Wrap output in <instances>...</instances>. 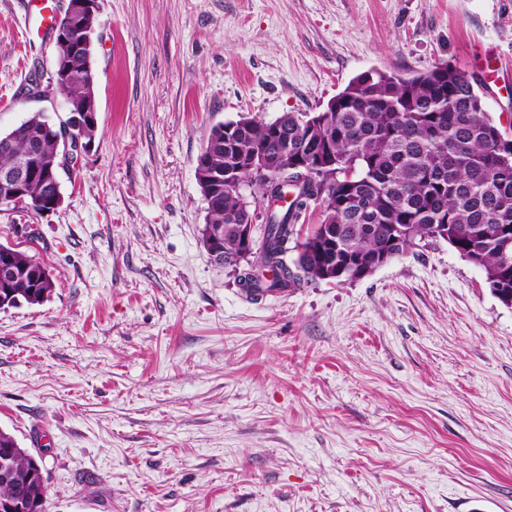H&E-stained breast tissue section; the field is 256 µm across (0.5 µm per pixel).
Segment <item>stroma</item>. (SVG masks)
Listing matches in <instances>:
<instances>
[{
  "instance_id": "stroma-1",
  "label": "stroma",
  "mask_w": 512,
  "mask_h": 512,
  "mask_svg": "<svg viewBox=\"0 0 512 512\" xmlns=\"http://www.w3.org/2000/svg\"><path fill=\"white\" fill-rule=\"evenodd\" d=\"M50 22L0 0V133L62 97ZM449 63L512 116V0H100L98 133L64 202L0 210L55 289L0 310V429L47 512H512V307L445 241L246 296L203 242L211 128Z\"/></svg>"
}]
</instances>
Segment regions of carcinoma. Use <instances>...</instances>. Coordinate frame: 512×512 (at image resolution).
<instances>
[{
    "label": "carcinoma",
    "instance_id": "cac0c4a2",
    "mask_svg": "<svg viewBox=\"0 0 512 512\" xmlns=\"http://www.w3.org/2000/svg\"><path fill=\"white\" fill-rule=\"evenodd\" d=\"M56 55L68 58L71 78L66 87L68 109L96 99L85 61L68 56L67 48L55 44ZM336 111L318 112L315 125L305 113L288 114L284 125L288 143L265 140L255 123L239 130L234 142L203 155L213 169L229 168L235 177L249 183V160L255 151L277 179L266 192L259 188L260 202L292 187L294 199L286 206H265L262 253L235 273L248 296L257 299L270 293H286L303 282L324 280L317 255L298 258L296 269L288 265L290 243L301 215L314 203L323 209L324 224L336 226V259L353 251L365 264L375 262L389 243L403 238L401 253L416 241L443 240L465 261L480 268L492 294L512 306V123L504 126L487 112L477 80L470 79L448 63L425 73L404 78L382 71L372 72V82L361 86L352 79L335 96ZM44 113L36 112L1 138L14 143V152L24 154L36 147L45 164L59 165L55 140L45 130ZM288 153L324 149L328 161L323 176L301 180L278 165L283 146ZM206 169L196 174L207 204L203 239L206 249L209 228L224 230V264H238V227L244 221L238 194L212 190ZM61 193L58 179L38 180L30 187L32 210L42 211ZM370 201L365 212H356L349 201L354 195ZM19 268L35 267L39 276L9 283L0 282V309L25 302L42 305L55 283L50 271L35 257L12 250ZM273 271L268 279L262 272ZM12 449L11 460L0 466V502L22 494L35 507L46 508L42 460L19 447L15 438L0 430V453Z\"/></svg>",
    "mask_w": 512,
    "mask_h": 512
}]
</instances>
